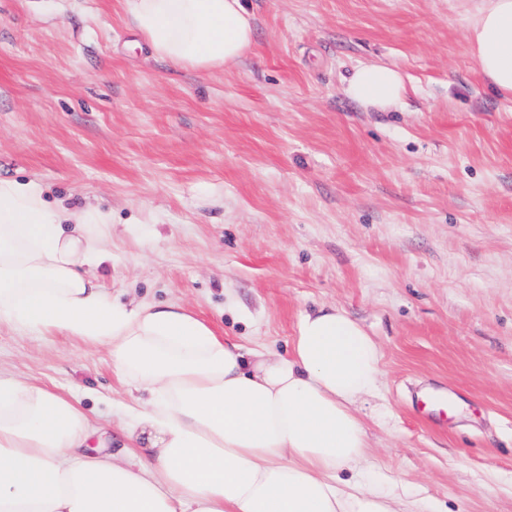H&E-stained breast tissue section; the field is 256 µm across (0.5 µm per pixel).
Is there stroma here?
Returning a JSON list of instances; mask_svg holds the SVG:
<instances>
[{
    "label": "stroma",
    "mask_w": 512,
    "mask_h": 512,
    "mask_svg": "<svg viewBox=\"0 0 512 512\" xmlns=\"http://www.w3.org/2000/svg\"><path fill=\"white\" fill-rule=\"evenodd\" d=\"M230 69L134 47L120 0H0V178L112 218L114 302L177 303L286 351L337 306L382 352L358 405L370 451L431 512H512V95L480 74L468 0H244ZM397 67L402 109L350 100ZM0 369L79 396L120 430L106 344L0 325ZM457 390L439 425L416 403ZM346 92L354 101L383 111L397 107L408 94L403 73L383 63L358 66L347 81Z\"/></svg>",
    "instance_id": "1"
}]
</instances>
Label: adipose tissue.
<instances>
[{
    "instance_id": "obj_1",
    "label": "adipose tissue",
    "mask_w": 512,
    "mask_h": 512,
    "mask_svg": "<svg viewBox=\"0 0 512 512\" xmlns=\"http://www.w3.org/2000/svg\"><path fill=\"white\" fill-rule=\"evenodd\" d=\"M479 71L512 95V0H474ZM151 51L204 71L255 39L242 0H122ZM354 101L387 111L403 73L358 66ZM109 216L52 207L40 182L0 179V323L110 348L137 391L123 406L126 462L79 398L0 372V512H424L378 478L357 414L378 392L382 353L341 309L305 313L288 354L224 340L178 304L113 305L88 268L112 263Z\"/></svg>"
}]
</instances>
